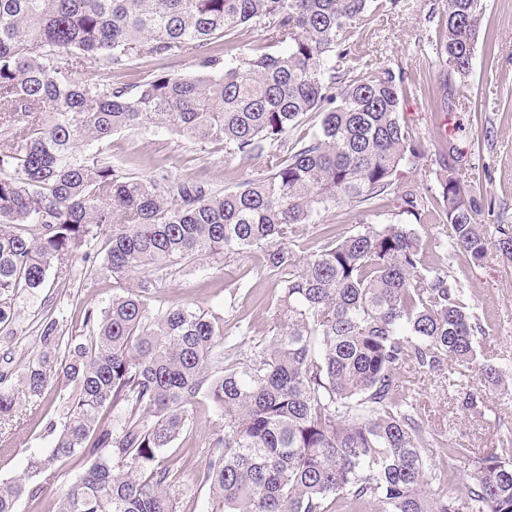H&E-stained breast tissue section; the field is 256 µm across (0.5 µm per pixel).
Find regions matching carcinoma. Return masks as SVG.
<instances>
[{
  "label": "carcinoma",
  "mask_w": 512,
  "mask_h": 512,
  "mask_svg": "<svg viewBox=\"0 0 512 512\" xmlns=\"http://www.w3.org/2000/svg\"><path fill=\"white\" fill-rule=\"evenodd\" d=\"M400 0H0V324L15 318L21 290L38 292L52 268L107 236L112 278L204 257L222 264L266 253L279 288L271 336L247 357L218 349L215 316L150 307L152 280L85 313L84 338L49 319L44 352L22 376L40 396L71 387L50 451L29 457L46 481L57 464L85 472L56 512H177L171 467L159 460L185 431L188 406L207 397L224 412V435L208 450L202 478L211 512H512V435L482 453L425 423L402 371H450L483 388L512 383V368L478 360L484 333L459 279L423 261L408 224H381L301 256L298 226L354 203L369 212L392 193L400 168L427 157L400 116L401 71L355 68L357 22ZM436 49L448 61V99L471 73L480 0H445ZM265 35L239 56L247 24ZM224 41V54L215 52ZM185 57L192 77L159 74L136 91L112 75L145 57ZM85 69L94 79L80 83ZM317 131L282 149L309 113ZM165 130L232 157L262 158L265 172L214 193L191 181L130 177L106 152L122 130ZM96 149L85 151V146ZM464 155L442 144L438 194L406 190L416 213L434 204L443 246L465 264L488 251L480 193L464 180ZM479 412L482 388L458 390ZM20 411L0 388V417ZM433 448L467 462H432ZM39 491L24 478L0 483V512Z\"/></svg>",
  "instance_id": "carcinoma-1"
}]
</instances>
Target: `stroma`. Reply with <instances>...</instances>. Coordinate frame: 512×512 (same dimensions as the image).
Listing matches in <instances>:
<instances>
[{
    "label": "stroma",
    "instance_id": "35a3bbf8",
    "mask_svg": "<svg viewBox=\"0 0 512 512\" xmlns=\"http://www.w3.org/2000/svg\"><path fill=\"white\" fill-rule=\"evenodd\" d=\"M444 0H401L395 10L361 22L363 46L355 67H389L402 70L406 95L402 115L426 147L423 164H406L399 183L428 196L437 185L436 159L444 140L463 148L461 173L477 192L494 204L483 213L488 251L477 266L450 260L451 270L464 286L470 308L484 328L475 346L479 358L512 366V262L498 250L500 228L512 229V0H481L480 39L469 78L459 87L457 100H449L445 87L448 67L435 46V28L428 17ZM195 70L192 58L148 57L115 74V82L138 86L160 73L186 76ZM112 163L120 172L158 180L198 181L213 191L231 189L261 173L262 160H240L226 155L223 145L198 146L166 132L127 130L111 139ZM321 225L336 236L352 234L380 224H409L420 236L428 262L443 252L435 241L446 228L437 215L401 212L395 195L379 201L375 209L344 203L322 213ZM89 258H77L66 272L48 274L46 288L37 294L21 292L16 318L0 327V384L13 390L23 405L12 421L0 425V482L26 473L31 454L49 451L54 436L50 424L62 421L67 387L56 385L41 397L28 398L21 383L25 366L36 354L44 310H51L64 331L81 329L86 311H99L123 292L106 268V240L98 238ZM151 305L156 309L187 306L212 312L228 341L250 352L269 336L278 292L265 270V256L253 250L233 257L223 267L208 261L184 262L151 274ZM414 395L431 425L462 435L470 448H491L512 433V396L499 390L487 393L482 412H466L453 404L443 379L422 374L414 377ZM189 427L162 456L180 484L177 512H209L208 483L201 479L204 452L224 432V415L205 397L188 409ZM81 469L64 464L54 483L44 485L38 499H22L18 512H55L56 503Z\"/></svg>",
    "mask_w": 512,
    "mask_h": 512
}]
</instances>
